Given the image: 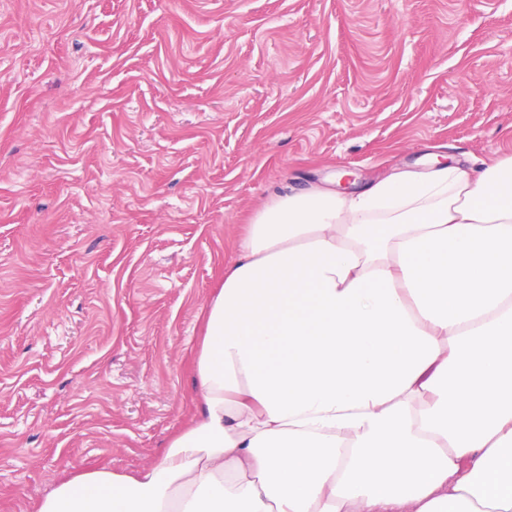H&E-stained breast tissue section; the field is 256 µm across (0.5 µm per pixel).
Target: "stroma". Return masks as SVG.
Wrapping results in <instances>:
<instances>
[{"label":"stroma","instance_id":"35a3bbf8","mask_svg":"<svg viewBox=\"0 0 512 512\" xmlns=\"http://www.w3.org/2000/svg\"><path fill=\"white\" fill-rule=\"evenodd\" d=\"M512 152V0H0V512L153 463L253 215Z\"/></svg>","mask_w":512,"mask_h":512}]
</instances>
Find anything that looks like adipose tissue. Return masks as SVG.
<instances>
[{"mask_svg":"<svg viewBox=\"0 0 512 512\" xmlns=\"http://www.w3.org/2000/svg\"><path fill=\"white\" fill-rule=\"evenodd\" d=\"M194 373L155 462L37 512H512V155L278 196Z\"/></svg>","mask_w":512,"mask_h":512,"instance_id":"adipose-tissue-1","label":"adipose tissue"}]
</instances>
